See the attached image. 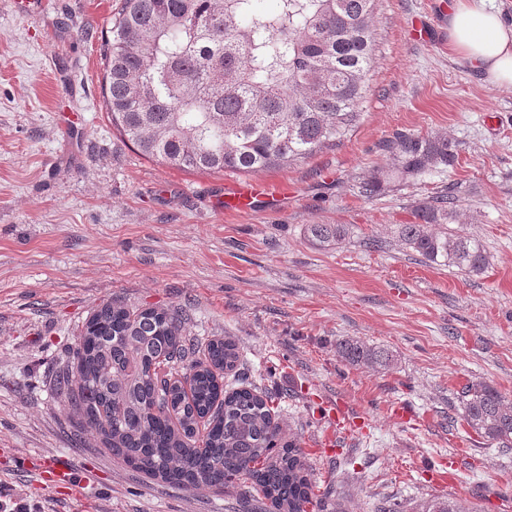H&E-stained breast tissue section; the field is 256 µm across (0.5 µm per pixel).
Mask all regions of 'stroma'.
I'll return each instance as SVG.
<instances>
[{
	"instance_id": "obj_1",
	"label": "stroma",
	"mask_w": 512,
	"mask_h": 512,
	"mask_svg": "<svg viewBox=\"0 0 512 512\" xmlns=\"http://www.w3.org/2000/svg\"><path fill=\"white\" fill-rule=\"evenodd\" d=\"M121 2L23 12L0 0V500L22 512H245L239 488H178L114 459L61 405L56 380L82 324L117 299L185 309L191 335L234 340L238 376L277 393L328 504L415 512L450 495L512 512V448L459 420L457 401L477 379L512 404V88L449 51L451 0H381L361 123L305 162L251 174L294 194L247 211L215 207L225 174L149 160L113 127L104 40ZM61 112L82 119V137ZM399 134L449 138L458 161L360 196ZM447 192L490 257L481 273L431 263L398 237L417 205ZM311 224L351 236L323 249ZM347 337L384 348L391 366L344 365ZM336 400L358 428L328 418ZM58 456L76 489L40 475Z\"/></svg>"
}]
</instances>
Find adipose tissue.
<instances>
[{"mask_svg": "<svg viewBox=\"0 0 512 512\" xmlns=\"http://www.w3.org/2000/svg\"><path fill=\"white\" fill-rule=\"evenodd\" d=\"M448 44L487 83L512 87V25L490 0H455L448 12Z\"/></svg>", "mask_w": 512, "mask_h": 512, "instance_id": "obj_1", "label": "adipose tissue"}]
</instances>
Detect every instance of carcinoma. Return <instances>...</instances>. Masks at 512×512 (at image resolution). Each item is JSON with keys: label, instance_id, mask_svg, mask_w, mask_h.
I'll return each instance as SVG.
<instances>
[{"label": "carcinoma", "instance_id": "cac0c4a2", "mask_svg": "<svg viewBox=\"0 0 512 512\" xmlns=\"http://www.w3.org/2000/svg\"><path fill=\"white\" fill-rule=\"evenodd\" d=\"M122 0L105 48L102 93L112 123L140 153L196 172L251 174L303 162L356 128L374 64L379 0ZM389 167L360 183L366 199L393 181L448 168L457 143L399 135L382 145ZM452 195L418 206L399 225L409 250L441 266L480 273L482 242L455 227ZM345 224H312L311 241L329 248ZM175 310L103 304L73 351L76 384L56 383L63 406L106 451L165 483L185 488L243 483L248 512H312L313 491L300 446L284 439L277 394L238 388L225 394L216 372L242 365L230 338L189 336ZM348 366L390 367V355L348 337L336 343ZM461 419L512 448V406L483 381L458 394ZM422 512H475L466 501L433 498Z\"/></svg>", "mask_w": 512, "mask_h": 512}]
</instances>
